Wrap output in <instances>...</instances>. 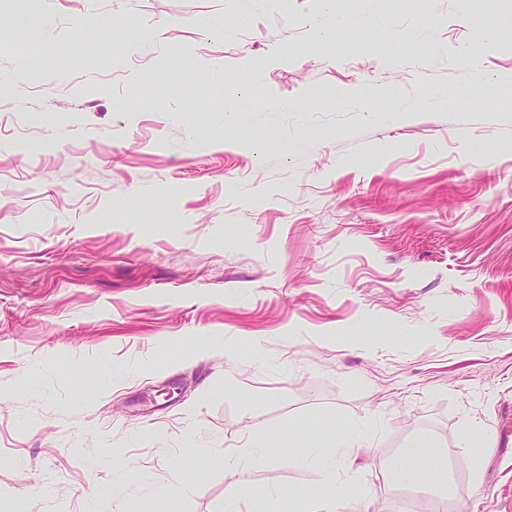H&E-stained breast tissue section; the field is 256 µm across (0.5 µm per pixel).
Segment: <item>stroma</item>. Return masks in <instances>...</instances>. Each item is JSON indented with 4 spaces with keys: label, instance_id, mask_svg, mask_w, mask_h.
Wrapping results in <instances>:
<instances>
[{
    "label": "stroma",
    "instance_id": "1",
    "mask_svg": "<svg viewBox=\"0 0 512 512\" xmlns=\"http://www.w3.org/2000/svg\"><path fill=\"white\" fill-rule=\"evenodd\" d=\"M481 13L512 0H0V512H512ZM344 431L354 463H296ZM423 437L447 492L388 476Z\"/></svg>",
    "mask_w": 512,
    "mask_h": 512
}]
</instances>
